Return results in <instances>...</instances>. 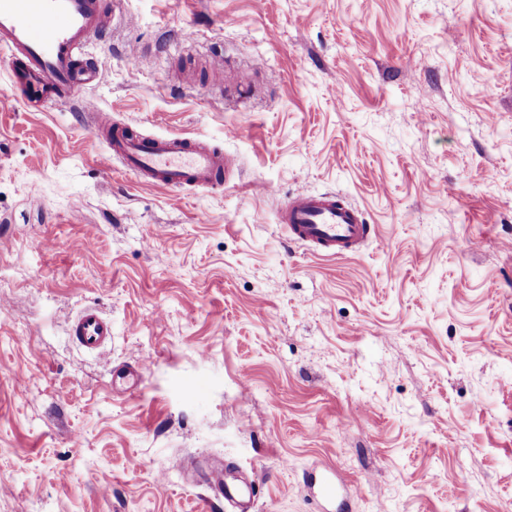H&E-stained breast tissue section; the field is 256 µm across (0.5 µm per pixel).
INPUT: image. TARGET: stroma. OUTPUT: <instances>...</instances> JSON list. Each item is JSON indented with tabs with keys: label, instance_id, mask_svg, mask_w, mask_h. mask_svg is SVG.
<instances>
[{
	"label": "stroma",
	"instance_id": "35a3bbf8",
	"mask_svg": "<svg viewBox=\"0 0 512 512\" xmlns=\"http://www.w3.org/2000/svg\"><path fill=\"white\" fill-rule=\"evenodd\" d=\"M107 10L98 84L0 110V512H197L212 456L254 472L253 512H316L325 465L341 512H512V0ZM88 106L240 174L179 197L103 169ZM327 191L377 227L355 256L278 222ZM88 305L100 355L66 332ZM346 485V479L330 468H325L318 477L311 476L308 480L309 489L313 490L322 504V512L333 510L336 498L340 496Z\"/></svg>",
	"mask_w": 512,
	"mask_h": 512
}]
</instances>
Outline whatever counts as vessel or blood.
I'll return each instance as SVG.
<instances>
[{
	"instance_id": "vessel-or-blood-1",
	"label": "vessel or blood",
	"mask_w": 512,
	"mask_h": 512,
	"mask_svg": "<svg viewBox=\"0 0 512 512\" xmlns=\"http://www.w3.org/2000/svg\"><path fill=\"white\" fill-rule=\"evenodd\" d=\"M108 32L102 0H0V50L11 60L15 89H29L34 109L50 102L74 101L100 79L88 47ZM90 129L105 139L104 168L122 159L142 183L165 188H223L236 160L223 150L190 136L146 138L113 124L108 112H94ZM279 222L289 241L308 246L314 256L328 259L358 254L375 233L362 212L336 195L304 194L290 198ZM69 334L83 349L101 351L112 338V326L96 308L88 307L71 322ZM195 479L223 498L237 512H252L254 482L244 472L210 459L194 470ZM346 479L327 468L309 478L308 486L332 512Z\"/></svg>"
}]
</instances>
